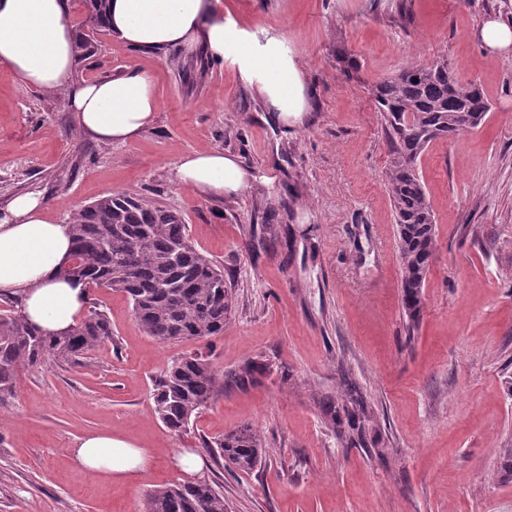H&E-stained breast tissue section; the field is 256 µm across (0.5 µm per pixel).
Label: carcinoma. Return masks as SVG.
Masks as SVG:
<instances>
[{
    "instance_id": "obj_1",
    "label": "carcinoma",
    "mask_w": 512,
    "mask_h": 512,
    "mask_svg": "<svg viewBox=\"0 0 512 512\" xmlns=\"http://www.w3.org/2000/svg\"><path fill=\"white\" fill-rule=\"evenodd\" d=\"M82 2L88 28L96 34L109 31V0ZM372 96L391 155L385 182L397 227L403 307L413 321L436 252V220L418 159L432 142L465 132L463 126L480 128L490 104L483 89L457 78L444 58L430 67L399 71L375 85ZM70 224L73 252L61 276L88 288L123 292L142 331L163 343L224 334L232 310L224 271L194 248L176 211L113 193L74 213ZM18 303L10 300V309L0 314V405L14 395L20 370L75 361L112 339L102 311H90L70 331L53 336L25 321L15 311ZM265 369L260 362H247L226 376L208 356L186 352L171 360L155 382L154 412L180 435L224 387L246 389ZM345 386L344 397L322 403L323 414L340 437L365 440L371 436L368 404L350 380ZM204 449L243 472L254 470L266 454L248 425L204 442ZM146 512H228V504L215 484L194 479L153 490Z\"/></svg>"
}]
</instances>
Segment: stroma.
<instances>
[{
	"label": "stroma",
	"mask_w": 512,
	"mask_h": 512,
	"mask_svg": "<svg viewBox=\"0 0 512 512\" xmlns=\"http://www.w3.org/2000/svg\"><path fill=\"white\" fill-rule=\"evenodd\" d=\"M257 40L282 38L300 65L304 123L266 120L232 58L170 48L149 54L97 36L76 79L149 73L159 102L136 141L81 132L64 94L28 86L0 64V209L41 193L63 222L123 192L179 212L194 246L224 270L234 307L223 335L164 344L138 327L126 296L89 291L112 342L75 365L21 370L0 407V512H145L148 494L186 480L179 454L201 455L230 512H512V48L484 46V21L512 24V0H221ZM481 85L485 124L438 140L418 167L435 213L437 259L417 321L384 184L389 150L371 95L405 67L439 58ZM221 150L249 173L244 190L207 197L174 178L179 157ZM289 231L273 243L262 226ZM209 355L224 373L266 371L228 389L187 434L152 409L172 357ZM359 386L378 443L352 444L321 413L344 378ZM250 424L267 454L242 472L204 441ZM92 431L144 450L149 465L106 481L68 449Z\"/></svg>",
	"instance_id": "1"
}]
</instances>
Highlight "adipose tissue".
Returning <instances> with one entry per match:
<instances>
[{"label":"adipose tissue","mask_w":512,"mask_h":512,"mask_svg":"<svg viewBox=\"0 0 512 512\" xmlns=\"http://www.w3.org/2000/svg\"><path fill=\"white\" fill-rule=\"evenodd\" d=\"M108 26L118 39L144 51L203 47L211 56H233L249 84L284 123H301L307 87L295 58L280 40L253 46L248 31L227 23L220 0H109ZM78 39L68 0H0V63L26 85L63 90L79 130L104 144L140 138L159 108L154 81L139 68L115 79L76 80ZM177 181L220 197L246 188L249 175L220 150L193 151L178 160ZM71 226L49 219L42 196L15 197L0 211V296L20 297L19 314L51 335L81 319L88 291L58 275L71 253ZM69 453L78 466L105 478H121L148 465L132 443L94 432Z\"/></svg>","instance_id":"ef3b65f1"}]
</instances>
